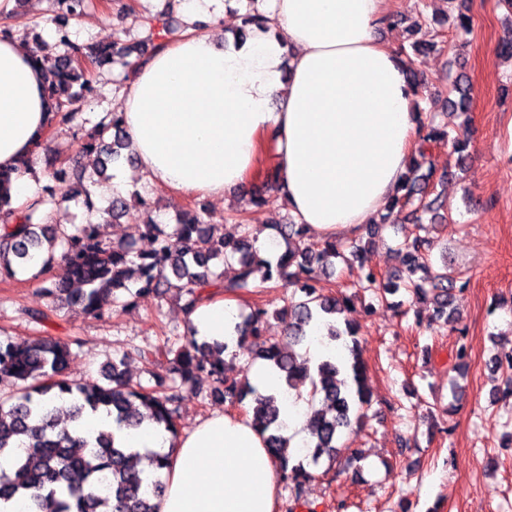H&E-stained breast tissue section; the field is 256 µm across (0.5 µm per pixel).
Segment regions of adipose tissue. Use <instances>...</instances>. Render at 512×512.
I'll list each match as a JSON object with an SVG mask.
<instances>
[{"instance_id": "1", "label": "adipose tissue", "mask_w": 512, "mask_h": 512, "mask_svg": "<svg viewBox=\"0 0 512 512\" xmlns=\"http://www.w3.org/2000/svg\"><path fill=\"white\" fill-rule=\"evenodd\" d=\"M385 0H261L266 30L223 45L194 29L213 0H185L187 31L134 67L122 98L123 126L149 182L220 198L250 184L267 162L289 213L320 235L356 232L397 191L418 137L414 91L377 31ZM32 49L0 40V168L13 170L21 205L47 182L21 168L55 125ZM198 339L238 347L235 296L204 293L186 313ZM257 394L282 398L292 459L302 454L311 408L289 395L266 363L249 373ZM117 443L157 451L165 492L159 512H275V461L247 417L216 413L177 437L142 425Z\"/></svg>"}]
</instances>
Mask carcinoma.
Wrapping results in <instances>:
<instances>
[{"label":"carcinoma","mask_w":512,"mask_h":512,"mask_svg":"<svg viewBox=\"0 0 512 512\" xmlns=\"http://www.w3.org/2000/svg\"><path fill=\"white\" fill-rule=\"evenodd\" d=\"M64 14L59 16V45L64 50L38 39L35 49L46 51L41 57L46 73V97L58 123L76 128L80 134L81 153L95 154V163L87 167L78 160H62L54 154L46 164L54 169V180L77 170L81 183L76 195L84 197L88 211L95 209L84 182L107 173L109 167L131 157L123 154L129 148L121 117L106 113L95 123L81 117L77 104L92 93L91 73L106 65L133 69L135 61L144 56L143 46L155 48L169 44L171 30L149 27L146 38L116 47L98 44L84 47L69 39L66 26L71 18L82 16L90 0H60ZM266 28L263 15L250 11L242 17V26L235 32L238 40L247 38V28ZM469 89L456 79L449 93L458 94L451 101L456 109L470 111ZM446 141L457 154L461 166L467 156V142L452 135L447 128L432 123L411 154L407 174L401 177L398 193L386 206L380 219H371L358 227L357 233L345 244L334 238L312 241L309 227L289 221L277 227L285 244L276 261L260 256L250 241L245 216L236 213L229 221L240 230L234 238L205 220V208L195 202L181 211L173 232L167 233L151 216L150 203L138 193L132 198L145 209L143 235L152 240L149 251H139L131 243H108L102 239L100 225L76 224L75 232L58 234L59 225L37 224V210L55 205L56 186L42 187L36 200L22 207L12 205L13 172L0 169V274L10 277L28 269L30 262L41 261L39 273L45 275L44 293L61 302L80 304L90 314L102 316V305L114 299L120 291L136 288L135 295L146 298L160 287L175 291L177 301L185 308L194 307L207 288H222L241 295L250 291L251 276L266 269L263 279L273 285L288 283L302 293L283 306L279 318L286 326L288 343L284 346L263 336L267 311L257 305L242 325L240 339L249 342L255 356L267 362L284 376L288 388L297 390L309 382L311 397L319 398L322 408L310 419L309 452L305 458L316 464L321 458L335 459L342 451V433L360 419L363 407L370 405L372 394L367 385L366 367L359 354L357 325L344 321V327H328L327 339L340 342L349 358L324 360L312 367L302 352L312 324L320 319L341 314L349 308L348 298L324 293L318 285L320 275L333 269L336 260L355 265L360 272L361 288L373 292L382 301L407 292L416 302H430L433 323L452 326L458 322L451 290L464 289L468 282L454 279L448 264L436 269L431 261L433 241L425 235L423 215L430 223L442 224L447 216L437 186L447 174L436 175L426 166V151L433 143ZM127 208L121 196L103 210L104 223L119 219ZM411 224L403 242V270L383 274L373 263L370 251L362 245L365 237L376 236L389 220ZM62 246L61 271L56 273L55 248ZM13 256L15 266L3 265V258ZM232 259L238 271L229 280L211 276L210 262ZM225 347L210 345L189 336L176 355L179 385L191 387L199 374L212 378L214 396L234 402L241 397L235 382L226 375ZM69 344L54 338L41 337L14 342L0 339V382L16 387L10 404L0 402V457H10V469L0 467V502L18 499L28 512H158L156 499L164 483L158 476L143 477L130 465L135 453L115 443L113 434L99 431L89 438L75 441L64 430L56 431L60 414L72 421L82 419L87 411L105 409L119 427H138L147 420L171 436H177L179 423L175 390L167 378L155 376V385L145 387L133 381L126 372L125 358L108 364L105 383H87L71 378L68 372ZM468 348L459 337L451 370L462 375L468 367ZM495 372L504 380L502 395L512 396V363L495 356ZM251 424L263 436L265 446L278 465V477L294 485L296 498H301L303 483L311 473L303 461L296 464L283 456L285 427L280 419L278 399L274 395L255 397Z\"/></svg>","instance_id":"obj_1"}]
</instances>
